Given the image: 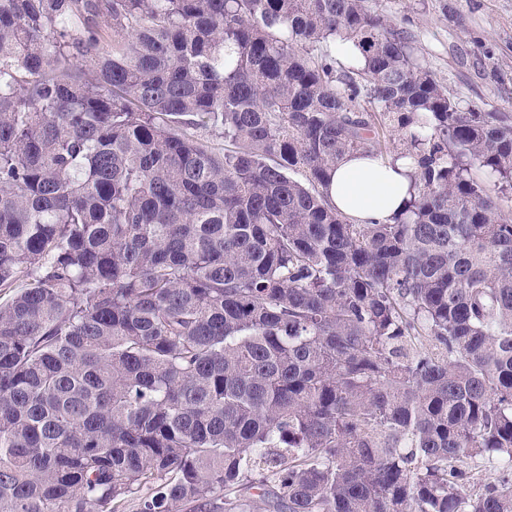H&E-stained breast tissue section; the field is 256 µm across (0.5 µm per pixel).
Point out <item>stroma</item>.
<instances>
[{
    "instance_id": "35a3bbf8",
    "label": "stroma",
    "mask_w": 512,
    "mask_h": 512,
    "mask_svg": "<svg viewBox=\"0 0 512 512\" xmlns=\"http://www.w3.org/2000/svg\"><path fill=\"white\" fill-rule=\"evenodd\" d=\"M463 107L512 115V0H367Z\"/></svg>"
}]
</instances>
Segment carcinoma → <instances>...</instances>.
<instances>
[{
	"instance_id": "obj_1",
	"label": "carcinoma",
	"mask_w": 512,
	"mask_h": 512,
	"mask_svg": "<svg viewBox=\"0 0 512 512\" xmlns=\"http://www.w3.org/2000/svg\"><path fill=\"white\" fill-rule=\"evenodd\" d=\"M365 103L413 168L388 224L323 192L382 155ZM488 182L512 118L366 0H0V512H512ZM502 476L501 466L497 463H477L472 468L471 478L467 484L471 493H477L482 490L485 484L498 483Z\"/></svg>"
}]
</instances>
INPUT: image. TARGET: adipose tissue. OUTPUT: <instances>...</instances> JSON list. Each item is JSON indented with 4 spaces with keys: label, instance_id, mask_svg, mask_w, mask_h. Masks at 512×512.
Here are the masks:
<instances>
[{
    "label": "adipose tissue",
    "instance_id": "adipose-tissue-1",
    "mask_svg": "<svg viewBox=\"0 0 512 512\" xmlns=\"http://www.w3.org/2000/svg\"><path fill=\"white\" fill-rule=\"evenodd\" d=\"M407 160L388 161L357 152L345 155L325 188L329 201L356 224H386L410 197Z\"/></svg>",
    "mask_w": 512,
    "mask_h": 512
}]
</instances>
